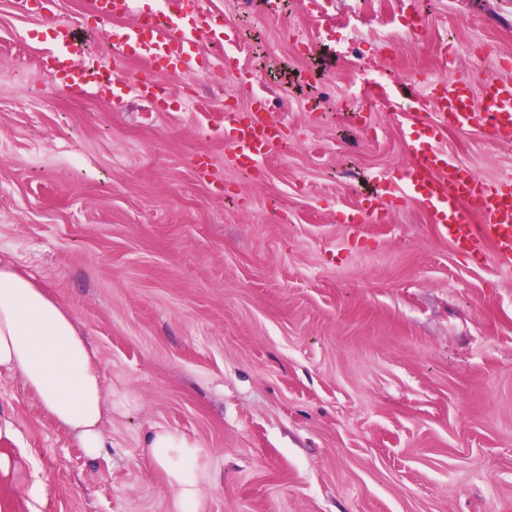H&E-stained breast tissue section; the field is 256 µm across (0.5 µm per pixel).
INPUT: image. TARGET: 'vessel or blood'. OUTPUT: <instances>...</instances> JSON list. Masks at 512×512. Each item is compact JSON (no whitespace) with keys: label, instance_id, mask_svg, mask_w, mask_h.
<instances>
[{"label":"vessel or blood","instance_id":"obj_1","mask_svg":"<svg viewBox=\"0 0 512 512\" xmlns=\"http://www.w3.org/2000/svg\"><path fill=\"white\" fill-rule=\"evenodd\" d=\"M133 0H91L92 14L108 20L130 14ZM213 43L234 40V29L213 24L203 0H164L163 9L141 11L139 21L131 27L113 29L108 52L114 75L97 84V94L119 98L135 92L166 104L162 87L145 75L128 79L122 69L133 56L145 59L149 67L164 66L182 70L191 63L190 46L199 36ZM77 28L67 22L56 23L53 47L47 59L51 82L84 90L88 79L84 70L75 69L71 60L78 50ZM374 94L395 103L412 100L418 112L432 111L433 125L425 132L408 135L411 161L401 171L381 175L372 196L365 199L363 212L381 211L395 197L402 185H409L413 203L424 207L436 230L474 260H481L485 242H492L501 272L512 275V180L485 181L470 178L454 159L438 146L442 128L476 127L492 141H512V81L489 80L482 91L481 103L462 88L459 81L448 79L429 85L426 91L407 88L399 91L375 84ZM224 140L230 145L233 163L241 170L257 171L261 161L282 139L280 130L262 103H255L246 116L230 114L224 121ZM477 221L467 225L465 213Z\"/></svg>","mask_w":512,"mask_h":512}]
</instances>
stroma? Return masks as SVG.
I'll use <instances>...</instances> for the list:
<instances>
[{"instance_id": "35a3bbf8", "label": "stroma", "mask_w": 512, "mask_h": 512, "mask_svg": "<svg viewBox=\"0 0 512 512\" xmlns=\"http://www.w3.org/2000/svg\"><path fill=\"white\" fill-rule=\"evenodd\" d=\"M239 36L196 39L202 69L158 73L169 106L52 86L55 22L105 56L89 0L18 14L0 0V257L91 340L112 413L85 456L19 378L0 374V440L41 481L0 480V512H177L147 438L199 449L201 512H512V278L476 264L400 193L356 212L404 168L409 113L364 78L479 90L512 79V0H205ZM452 47L441 56L438 42ZM308 50L299 53L296 42ZM264 101L286 148L249 174L224 115ZM483 180L512 145L477 130L440 141Z\"/></svg>"}]
</instances>
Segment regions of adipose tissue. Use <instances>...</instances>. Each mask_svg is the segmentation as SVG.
I'll use <instances>...</instances> for the list:
<instances>
[{
  "label": "adipose tissue",
  "mask_w": 512,
  "mask_h": 512,
  "mask_svg": "<svg viewBox=\"0 0 512 512\" xmlns=\"http://www.w3.org/2000/svg\"><path fill=\"white\" fill-rule=\"evenodd\" d=\"M0 373L20 377L88 457L100 454L112 400L93 348L44 288L1 260ZM146 446L177 491L178 512H200L197 447L168 430L155 432Z\"/></svg>",
  "instance_id": "ef3b65f1"
}]
</instances>
